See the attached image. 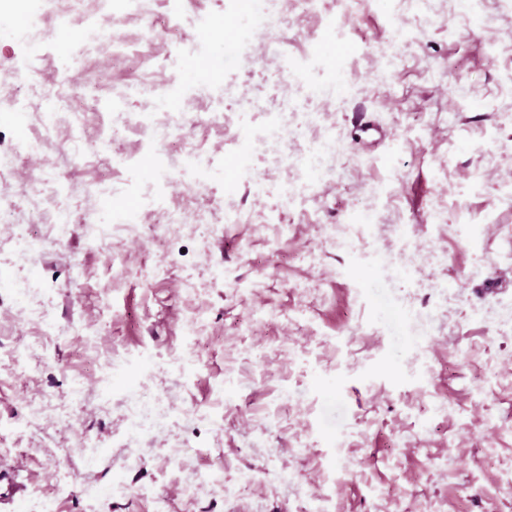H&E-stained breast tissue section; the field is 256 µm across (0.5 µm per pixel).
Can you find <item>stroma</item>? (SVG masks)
<instances>
[{
  "label": "stroma",
  "instance_id": "stroma-1",
  "mask_svg": "<svg viewBox=\"0 0 512 512\" xmlns=\"http://www.w3.org/2000/svg\"><path fill=\"white\" fill-rule=\"evenodd\" d=\"M274 31L243 58V0H144L114 17L126 58L87 95L85 127L61 119L45 153L57 181L10 220L37 250L0 239V512L36 495L53 512H512V0H266ZM200 42L222 69L183 54ZM333 67L311 66L313 49ZM57 45L32 51L35 89H69L81 69ZM304 68L302 80L278 72ZM196 87L199 124L167 154L223 143L206 190L173 207L211 225L146 224L113 238L112 204L153 180L127 119ZM122 90L118 106L104 94ZM288 112L293 149L333 138L332 173L311 185L281 145L242 153ZM246 157L256 182L239 179ZM55 197L71 222L54 238ZM39 315L19 313L17 283ZM55 412L27 428L32 398ZM173 410L155 431L131 405ZM21 490L5 500L8 483Z\"/></svg>",
  "mask_w": 512,
  "mask_h": 512
}]
</instances>
